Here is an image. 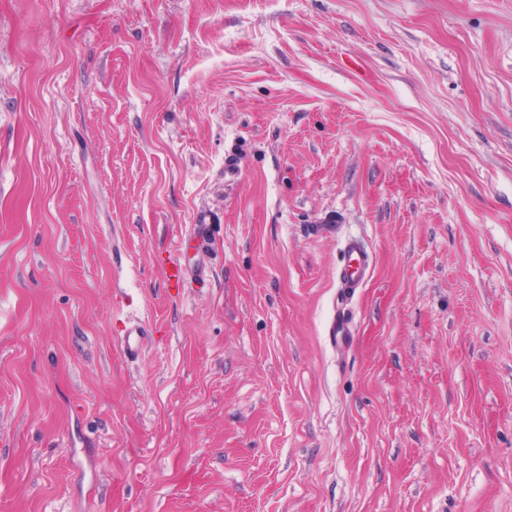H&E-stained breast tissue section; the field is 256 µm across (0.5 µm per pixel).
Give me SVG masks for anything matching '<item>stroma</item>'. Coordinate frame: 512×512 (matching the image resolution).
Instances as JSON below:
<instances>
[{
  "mask_svg": "<svg viewBox=\"0 0 512 512\" xmlns=\"http://www.w3.org/2000/svg\"><path fill=\"white\" fill-rule=\"evenodd\" d=\"M0 512H512V0H0ZM343 263L337 272L341 292L345 296L355 294L369 278L373 258L365 242L356 236H348L343 241ZM148 336L141 323H132L125 330L121 348L127 357H137L143 349L145 338Z\"/></svg>",
  "mask_w": 512,
  "mask_h": 512,
  "instance_id": "stroma-1",
  "label": "stroma"
}]
</instances>
